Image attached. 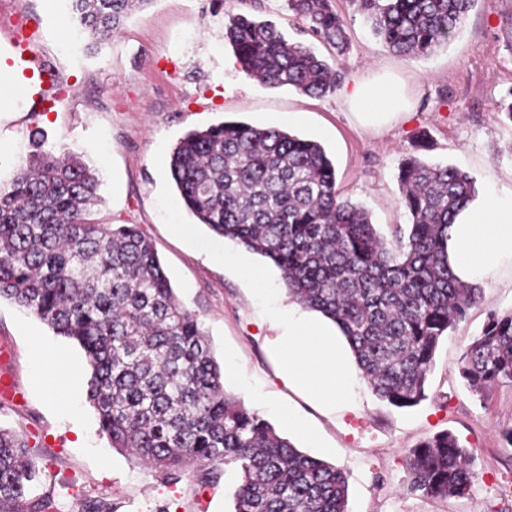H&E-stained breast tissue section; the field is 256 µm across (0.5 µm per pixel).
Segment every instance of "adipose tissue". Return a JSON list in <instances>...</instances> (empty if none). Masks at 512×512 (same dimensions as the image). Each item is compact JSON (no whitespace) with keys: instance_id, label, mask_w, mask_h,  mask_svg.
<instances>
[{"instance_id":"adipose-tissue-1","label":"adipose tissue","mask_w":512,"mask_h":512,"mask_svg":"<svg viewBox=\"0 0 512 512\" xmlns=\"http://www.w3.org/2000/svg\"><path fill=\"white\" fill-rule=\"evenodd\" d=\"M345 94L367 122L385 116L400 102V91L390 82H357ZM448 261L465 284L498 267L512 268V196L491 194L458 213L448 237ZM283 351L291 377L325 402L336 405L349 397L352 374L344 367L335 342L318 325L289 321Z\"/></svg>"}]
</instances>
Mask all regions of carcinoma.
<instances>
[{
	"mask_svg": "<svg viewBox=\"0 0 512 512\" xmlns=\"http://www.w3.org/2000/svg\"><path fill=\"white\" fill-rule=\"evenodd\" d=\"M91 45L112 38L137 4L70 0ZM309 32L349 48L332 0H286ZM477 0H352L383 46L403 60L427 57L459 32ZM224 38L246 76L313 97L345 73L291 41L270 20L228 16ZM32 151L0 183V298L77 343L91 367L87 399L112 447L178 483L196 468L212 486L235 469L232 512H347L348 481L299 450L224 387L197 316L177 299L150 239L136 224H95L99 180L82 157L56 154L35 129ZM169 174L185 208L215 235L281 272L289 297L338 326L373 394L397 408L427 398L437 345L482 299L448 264V232L477 195L475 179L409 155L399 166L411 217L391 238L367 210L341 197L324 147L278 127L224 121L174 146ZM461 376L481 394L512 383V311H489L463 355ZM472 453L450 431L408 452L407 490L468 495ZM53 487L28 442L0 427V512H52Z\"/></svg>",
	"mask_w": 512,
	"mask_h": 512,
	"instance_id": "carcinoma-1",
	"label": "carcinoma"
}]
</instances>
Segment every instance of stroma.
<instances>
[{
	"label": "stroma",
	"mask_w": 512,
	"mask_h": 512,
	"mask_svg": "<svg viewBox=\"0 0 512 512\" xmlns=\"http://www.w3.org/2000/svg\"><path fill=\"white\" fill-rule=\"evenodd\" d=\"M347 21L349 50L300 32L285 0H152L112 39L90 51L62 52L75 23L67 0H0V47L27 43L54 74L47 102L12 89L16 109L0 114V181H9L29 151L32 129L81 154L99 176L98 224H135L153 242L178 299L194 312L224 371L228 391L268 420L304 453L344 470L349 512H512V384L485 396L461 374L466 348L488 309L512 311V275L479 279L483 299L441 338L427 398L411 408L380 402L364 377L349 401L325 405L293 381L280 349L296 304L266 259L216 238L180 200L166 160L180 137L224 121L275 126L318 141L336 168L341 195L364 206L383 236L409 224L398 181L403 158L417 153L477 181L480 194L512 193V123L494 112L512 87V0H478L459 34L426 58L403 61L372 35L351 0H333ZM272 20L290 40L313 44L339 61L347 81L390 80L403 104L380 126L360 122L343 92L309 97L271 88L238 71L224 40L228 15ZM427 131L429 147L414 137ZM46 350L37 359L35 345ZM91 369L78 344L54 335L35 316L0 299V425L29 438L30 454L55 484L59 512H230L232 482L203 488L194 474L171 484L112 449L87 400ZM292 409L297 433L278 408ZM454 433L474 451L475 479L464 498L408 493L405 455L437 432Z\"/></svg>",
	"instance_id": "stroma-1"
}]
</instances>
